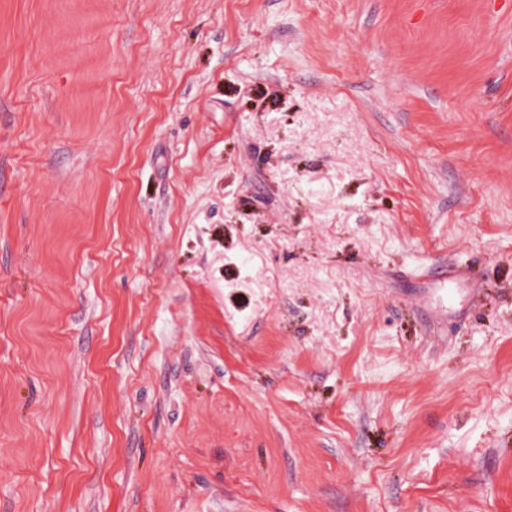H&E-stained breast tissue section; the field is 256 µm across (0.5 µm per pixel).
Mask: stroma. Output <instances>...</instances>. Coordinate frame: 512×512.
Segmentation results:
<instances>
[{"label": "stroma", "instance_id": "stroma-1", "mask_svg": "<svg viewBox=\"0 0 512 512\" xmlns=\"http://www.w3.org/2000/svg\"><path fill=\"white\" fill-rule=\"evenodd\" d=\"M0 512H512V0H0ZM415 275L431 279L435 290L439 294L438 302L428 309L429 314L437 315L448 309V288H452L451 294L467 292L475 296L484 294L480 280L469 268L463 270L457 266H441L431 263L416 268Z\"/></svg>", "mask_w": 512, "mask_h": 512}]
</instances>
